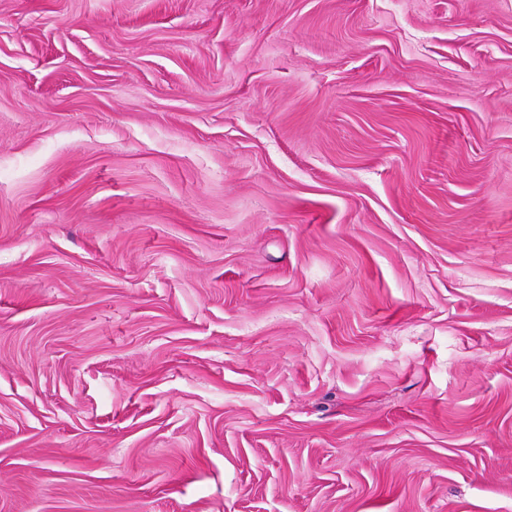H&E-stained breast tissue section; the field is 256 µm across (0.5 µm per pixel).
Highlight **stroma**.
<instances>
[{"instance_id": "35a3bbf8", "label": "stroma", "mask_w": 512, "mask_h": 512, "mask_svg": "<svg viewBox=\"0 0 512 512\" xmlns=\"http://www.w3.org/2000/svg\"><path fill=\"white\" fill-rule=\"evenodd\" d=\"M0 512H512V0H0Z\"/></svg>"}]
</instances>
